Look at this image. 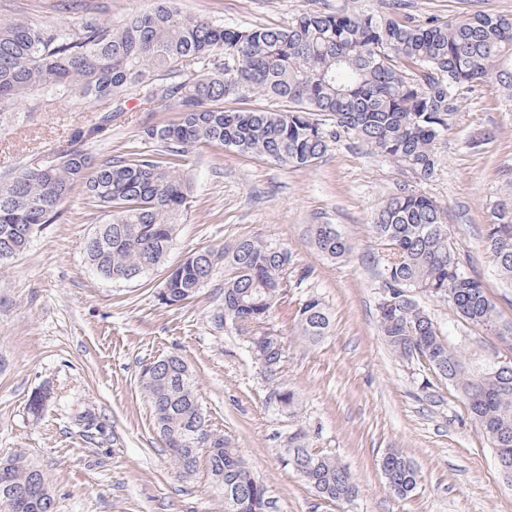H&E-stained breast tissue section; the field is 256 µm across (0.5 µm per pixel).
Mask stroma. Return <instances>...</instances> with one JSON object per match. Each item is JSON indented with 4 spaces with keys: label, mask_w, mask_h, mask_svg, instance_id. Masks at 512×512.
Instances as JSON below:
<instances>
[{
    "label": "stroma",
    "mask_w": 512,
    "mask_h": 512,
    "mask_svg": "<svg viewBox=\"0 0 512 512\" xmlns=\"http://www.w3.org/2000/svg\"><path fill=\"white\" fill-rule=\"evenodd\" d=\"M183 11L240 29L285 26L298 14L328 9L420 23L476 12L512 17V0H180ZM90 117L84 105L56 104L37 120L0 130V171L65 146ZM177 117L173 104L124 113L110 137L91 144L98 158L144 150L141 129ZM483 145H475V136ZM432 178L355 144L332 142L305 168L215 145L189 151L182 172L191 206L179 221L164 266L133 282L100 279L81 244L100 220L81 193L60 220L34 235L21 254L0 264V458L23 452L48 476L54 512H224L206 468L176 474L152 426L141 393L145 366L180 356L213 430L241 448L265 484L274 512H512V485L495 451L446 382L422 386L424 374L393 355L377 323L386 256L370 229L379 202L410 185L448 211V232L466 272L483 284L501 321L512 322V283L503 280L483 246L491 205L512 180V100L494 80L461 93L438 145ZM333 224L353 246L342 262L324 259L305 227ZM259 239L288 250V300L270 328L285 341L280 381L299 408L277 403L273 385L243 339L217 313L223 273L180 308L160 304L169 267L206 247ZM330 309V335L319 344L297 340L295 314L310 297ZM418 301L467 365L506 356L500 341L457 318L447 302ZM46 393L44 412L28 407ZM303 429L311 447L336 455L359 492L345 505L319 498L282 462L290 433ZM390 448L418 468L420 486L394 496L379 461Z\"/></svg>",
    "instance_id": "obj_1"
}]
</instances>
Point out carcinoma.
<instances>
[{
    "label": "carcinoma",
    "instance_id": "obj_1",
    "mask_svg": "<svg viewBox=\"0 0 512 512\" xmlns=\"http://www.w3.org/2000/svg\"><path fill=\"white\" fill-rule=\"evenodd\" d=\"M67 19L0 24V129L79 102L95 122L74 130L69 143L0 174V262L23 252L35 230L56 223L74 189L100 210L101 224L82 243L95 270L114 282L161 266L189 208L181 160L197 145H219L245 155L304 168L345 136L408 168L420 181L439 163L437 145L454 116L458 92L493 78L512 97V18L476 13L463 19L415 24L371 14L305 12L285 27L247 30L188 14L177 0H152L118 23L81 11L82 0H58ZM255 97L270 105L249 106ZM136 100L171 102L175 121L144 128L154 148L95 159L89 143ZM373 237L390 252L378 326L399 359L445 380L464 396L467 411L496 454L512 462V362L466 367L415 299L422 292L448 302L454 314L512 346V322L500 320L481 281L460 265L448 235L447 211L403 187L373 211ZM309 239L327 260H344L349 240L334 224H310ZM484 246L501 276L512 282V193L490 208ZM288 250L244 239L231 248H204L166 276L158 293L167 307L196 297L225 265L220 321L252 351L278 348L269 367L281 373L285 345L264 329L288 294ZM299 340L329 335L331 315L318 298L296 314ZM140 388L173 468L194 473L205 460L224 512H271L264 484L242 451L209 428L188 367L170 355L150 363ZM384 474L399 497L414 493L420 474L393 448ZM284 465L331 503H349L358 488L336 456L309 446L307 432L288 437ZM7 512H51L45 473L24 454L0 461V506Z\"/></svg>",
    "mask_w": 512,
    "mask_h": 512
}]
</instances>
